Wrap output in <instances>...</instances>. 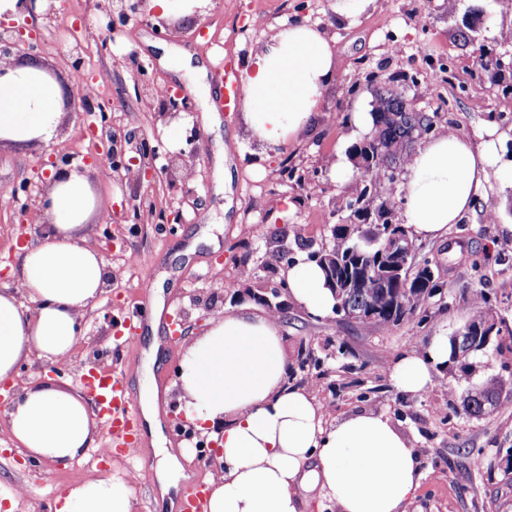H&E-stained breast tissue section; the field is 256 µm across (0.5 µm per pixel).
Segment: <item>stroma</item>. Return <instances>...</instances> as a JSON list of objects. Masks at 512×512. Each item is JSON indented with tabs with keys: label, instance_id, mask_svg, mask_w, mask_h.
Here are the masks:
<instances>
[{
	"label": "stroma",
	"instance_id": "stroma-1",
	"mask_svg": "<svg viewBox=\"0 0 512 512\" xmlns=\"http://www.w3.org/2000/svg\"><path fill=\"white\" fill-rule=\"evenodd\" d=\"M484 17L478 31L462 22L473 2ZM342 0H211L199 17H174L170 34L155 20L127 24L109 32L97 0H58L57 11L33 21L40 36L34 59L55 69L70 84L68 61L80 49L91 77L90 109L67 113L55 140L60 151L94 157L101 145H89L90 124L112 135L136 155L134 143L155 147L153 178H136L126 170L100 168L91 179L95 211L112 222L111 238L95 232L87 244L98 251L112 272L109 288L85 314V330L70 360L61 367L58 383L81 388L87 367L116 364L124 368L132 395L151 344L159 346L154 382L166 446L181 466L177 488L161 495L157 484H129L133 512H180L183 489L208 480L210 459L198 452L191 420L178 409L176 372L179 344L170 342L168 323L184 314L186 331L206 329L205 304L215 301L225 310L250 307L259 312L245 289L235 282L241 262L260 266L266 242L256 229L280 235L292 261L328 244L329 228L350 223L347 207L354 183H339L331 166L337 151H349L347 136L354 112L372 108L381 71L415 76L407 92L419 109L438 111L434 134L452 132L480 144L486 128L497 131L496 154L489 169L492 185L485 199L445 237L422 244L420 260L430 261L443 286L445 305L428 317L413 316L386 330L333 314L318 320L307 315L290 296H283L280 320L289 358L300 347L313 349L320 376L311 390L327 408L326 425L360 411L387 413L417 448L422 478L404 512H512V473L499 464L501 452L512 448V347L489 348L473 360L471 382L499 377L505 382L498 407L482 417L463 410L465 385L449 387V369L433 366V386L418 398L401 395L390 371L405 353L425 350L433 337L449 336L460 327L476 291H484L493 308L512 325V252L497 250L499 240L512 235V0H368L349 18L339 15ZM303 20L324 30L333 42L336 78L323 93V117L300 136L273 152H262L247 131L241 110L212 114L205 110L199 81L172 63L189 52L215 72L224 63L245 64L268 39L272 26ZM171 61H161V48ZM503 63L499 79L481 67L482 60ZM183 86L189 91V111L161 119V99L151 85ZM178 130L171 140L170 130ZM199 138H192V131ZM237 142L238 153L223 148ZM195 162V175L183 180L184 165ZM227 163L233 180L224 187L216 178L219 163ZM296 176L282 178L283 166ZM52 172L44 148H0V189L28 187V211L0 204V290L14 287L21 272L20 231L28 242L42 235L40 192ZM311 181H301V174ZM294 204L283 212V200ZM163 215L182 210L180 224L142 223V210ZM496 222H489V214ZM159 283L161 299L141 285ZM147 309L157 318V330H144L132 349L115 335L122 316ZM0 402V505H11L18 485L42 471L33 495L14 506L15 512H42L75 478L108 480L122 475L129 460L106 455L108 438L97 430L93 448L78 461L63 465L51 460L31 464L17 448L7 411Z\"/></svg>",
	"mask_w": 512,
	"mask_h": 512
}]
</instances>
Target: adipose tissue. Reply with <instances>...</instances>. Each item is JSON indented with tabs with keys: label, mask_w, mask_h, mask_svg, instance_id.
<instances>
[{
	"label": "adipose tissue",
	"mask_w": 512,
	"mask_h": 512,
	"mask_svg": "<svg viewBox=\"0 0 512 512\" xmlns=\"http://www.w3.org/2000/svg\"><path fill=\"white\" fill-rule=\"evenodd\" d=\"M336 73L330 39L306 23L283 22L251 55L242 74L245 121L261 148L277 149L308 127ZM63 89L35 62L0 65V145L36 147L61 125ZM452 133L418 147L407 166L403 219L417 239L447 233L485 199L496 150ZM46 224L26 247L15 289L0 292V381L32 358L66 363L80 321L107 286L103 257L87 245L95 227L89 182L78 170L53 171L41 196ZM292 299L323 319L336 303L316 263L285 272ZM35 307L25 314L19 296ZM447 337L410 351L391 369L396 389L419 397L431 364L446 366ZM288 355L276 319L247 310L218 311L182 343L178 379L187 415L216 441L218 466L208 512H305L310 495L335 512H402L421 479L416 449L384 413L364 411L325 427V405L287 379ZM11 432L34 460L69 462L95 441L86 393L53 385L22 389L9 411ZM57 512H133L121 480H75Z\"/></svg>",
	"instance_id": "adipose-tissue-1"
}]
</instances>
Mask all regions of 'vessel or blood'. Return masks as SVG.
<instances>
[{
	"instance_id": "obj_1",
	"label": "vessel or blood",
	"mask_w": 512,
	"mask_h": 512,
	"mask_svg": "<svg viewBox=\"0 0 512 512\" xmlns=\"http://www.w3.org/2000/svg\"><path fill=\"white\" fill-rule=\"evenodd\" d=\"M216 90L212 102L216 110L237 105L240 100L235 72L215 73ZM92 397V408L105 427L114 454L127 456L139 452L141 421L137 403L128 390L123 375L91 367L85 375ZM209 489L200 481L187 487L180 512H208Z\"/></svg>"
}]
</instances>
